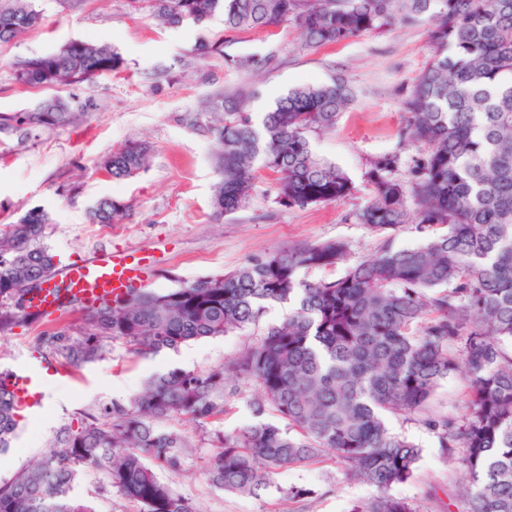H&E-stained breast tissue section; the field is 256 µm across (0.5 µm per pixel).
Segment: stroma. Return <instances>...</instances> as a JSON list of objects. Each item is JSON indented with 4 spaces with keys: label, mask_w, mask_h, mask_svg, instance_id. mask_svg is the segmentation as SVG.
<instances>
[{
    "label": "stroma",
    "mask_w": 512,
    "mask_h": 512,
    "mask_svg": "<svg viewBox=\"0 0 512 512\" xmlns=\"http://www.w3.org/2000/svg\"><path fill=\"white\" fill-rule=\"evenodd\" d=\"M36 6L43 11V26L0 46V113L30 109L51 97L48 89L19 91L13 65L69 41H108L128 69L87 87L62 90V98L73 111L82 112V120L35 138L0 134V225L31 209L48 211L52 222L43 243L63 266L98 250L149 253L153 265L147 286L154 290L226 274L248 259L307 242H344L352 261L377 250L381 235L356 223L354 214L371 197L369 171L378 156L399 153L402 164L396 177L408 178L417 149L403 136L407 122L402 99L430 57L427 24L369 31L313 49L291 22L270 36L260 31L225 32L219 18L204 26L162 28L151 20L146 0H36ZM203 38L223 39V54L197 57L194 48ZM252 55L269 58L268 69L251 73L231 64L233 58ZM339 76L349 81L354 98L335 127L313 135L311 142L317 156L348 175L352 195L328 204L285 207L276 201L272 173L262 169L246 206L215 218V147L203 131L214 116L199 112L193 128L184 120L186 111L216 91L232 95L253 85L260 94L247 101L246 110L258 119L288 89ZM132 140L153 148L145 172L115 180L97 170L102 155ZM103 197L126 203L128 218L117 224L90 223L87 212ZM287 315V305L275 304L248 333L192 341L146 358L125 342H108L100 359L78 368L74 382L48 386L45 412L28 418L10 451L0 455V481L43 454L61 427L79 425L88 409L129 401L155 372L175 367L202 370L230 361ZM54 326L80 336V310L0 333V371L20 363L41 364L44 333ZM254 394L253 384L237 382L235 392L225 398L220 421L203 426L179 423L191 446L183 473L169 481L196 512H350L352 505L375 496L373 486L350 477L344 464L330 454L281 469L257 498L211 484L206 467L216 451L213 437L251 422L249 403ZM388 425L422 449L415 479L393 486L392 495L407 499L417 512H466L461 492L468 475L461 451L443 453L436 436L412 416L389 415ZM294 487L312 489L313 494L291 498ZM75 491L95 512H139L136 503L94 469L85 471Z\"/></svg>",
    "instance_id": "1"
}]
</instances>
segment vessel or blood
<instances>
[{
  "label": "vessel or blood",
  "mask_w": 512,
  "mask_h": 512,
  "mask_svg": "<svg viewBox=\"0 0 512 512\" xmlns=\"http://www.w3.org/2000/svg\"><path fill=\"white\" fill-rule=\"evenodd\" d=\"M150 259L148 255L127 251L97 252L70 264L60 278L49 280L33 299L35 308L47 315L61 314L69 304L96 306L144 287ZM70 367L34 369L20 366L9 371L6 384L17 406L29 415H39L46 406L48 382L72 379Z\"/></svg>",
  "instance_id": "1"
}]
</instances>
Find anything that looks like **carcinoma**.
<instances>
[{"instance_id":"obj_1","label":"carcinoma","mask_w":512,"mask_h":512,"mask_svg":"<svg viewBox=\"0 0 512 512\" xmlns=\"http://www.w3.org/2000/svg\"><path fill=\"white\" fill-rule=\"evenodd\" d=\"M151 15L176 28L221 16L229 32H273L292 20L306 45L343 43L364 32L429 21L431 57L402 100L406 139L418 148L410 178L392 177L397 153L373 162V191L357 220L385 240L335 280L309 281L302 269L347 260L342 242H313L253 258L229 274L205 275L166 290L85 311L78 338L47 333L52 353L76 366L101 357L110 340L142 356L195 340L245 333L269 305L286 304L288 318L226 364L203 370L172 368L150 377L127 403L89 413L61 429L37 463L0 482V512H94L75 485L88 468L140 505V512H194L189 499L160 477L183 471L189 436L159 421L221 419L231 377L253 382L251 424L216 433L219 451L210 482L257 496L279 470L330 451L351 475L378 494L350 512H416L390 489L415 477L422 449L390 431L387 413L417 417L443 453L462 449L468 470V512H512V0H149ZM34 0L0 7V46L39 27ZM224 43L204 39L206 58ZM236 67L259 72L269 60L247 56ZM122 56L106 41L72 40L55 51L14 63L22 91L70 89L119 74ZM247 95L219 91L206 111L222 114L206 127L218 144L213 213L243 208L257 166L277 175L276 200L285 207L335 202L352 193L348 176L318 157L310 134L332 129L353 94L343 78L293 88L254 122ZM59 97L0 115V134L74 121ZM152 146L130 141L102 156L98 168L116 180L146 170ZM127 205L104 197L89 210L96 224H116ZM51 215L31 209L0 229V333L24 328L34 289L54 273L42 246ZM414 224L429 233L418 248L396 249L390 233ZM464 377L465 415L430 410L442 381ZM24 415L0 384V455Z\"/></svg>"}]
</instances>
